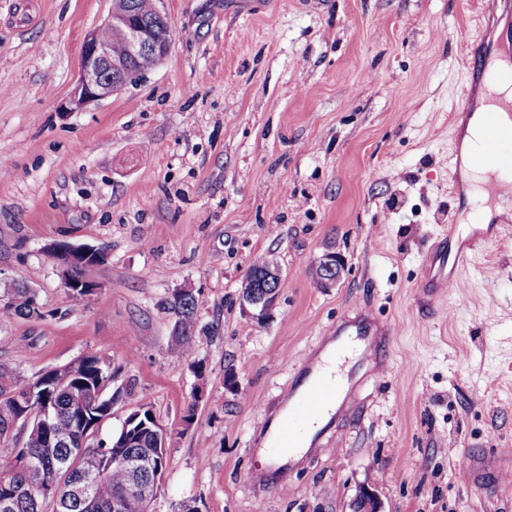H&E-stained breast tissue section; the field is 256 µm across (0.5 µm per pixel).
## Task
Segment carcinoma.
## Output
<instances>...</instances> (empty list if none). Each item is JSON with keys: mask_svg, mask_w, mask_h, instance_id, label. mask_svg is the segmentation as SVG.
<instances>
[{"mask_svg": "<svg viewBox=\"0 0 512 512\" xmlns=\"http://www.w3.org/2000/svg\"><path fill=\"white\" fill-rule=\"evenodd\" d=\"M126 5L131 23L158 34L168 32L155 0H126ZM10 296L14 302L0 304L1 320L43 318L39 303L27 298L25 285L11 289ZM165 305L181 329L176 353L193 354L200 335L198 297L174 295ZM112 375L110 365L97 355H86L50 370L33 383L0 364V441L9 440L17 427L24 426L36 403L50 409L54 441L53 448H45L32 424L23 447L0 452V492L7 489L11 493L8 512H46L49 505L53 512H120L119 505L133 490L134 481L126 465L114 455L165 465L166 456L157 454L150 430L155 414L145 403L125 417L109 440L89 441L81 455L73 451L75 440L85 429L105 417L113 394L121 400L132 396V390L117 387L108 391V396L97 398L100 386L112 380ZM28 387L35 388L34 402L20 404L11 397V393H21ZM74 480L89 486L91 498L87 502L80 504L67 497V487Z\"/></svg>", "mask_w": 512, "mask_h": 512, "instance_id": "cac0c4a2", "label": "carcinoma"}]
</instances>
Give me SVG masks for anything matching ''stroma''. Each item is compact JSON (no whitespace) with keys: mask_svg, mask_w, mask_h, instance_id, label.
<instances>
[{"mask_svg":"<svg viewBox=\"0 0 512 512\" xmlns=\"http://www.w3.org/2000/svg\"><path fill=\"white\" fill-rule=\"evenodd\" d=\"M112 0H0V293L46 316L0 321V363L28 380L89 354L168 431L150 512H512V249L482 244L428 307L444 225L485 231L449 193L464 45L480 0H161L166 58L67 112L85 35ZM103 248L73 297L50 244ZM347 272L317 280L319 257ZM282 268L264 321L240 284ZM194 289L204 332L174 354L163 307ZM392 329L349 368L346 411L296 463L259 450L345 310ZM202 398H195V390ZM191 423H184L187 409ZM455 281L448 282V248L445 246L441 252H435L429 264L423 265L417 288L429 304H434ZM346 268L336 252L326 251L318 262V277L323 288H331L341 281Z\"/></svg>","mask_w":512,"mask_h":512,"instance_id":"1","label":"stroma"}]
</instances>
